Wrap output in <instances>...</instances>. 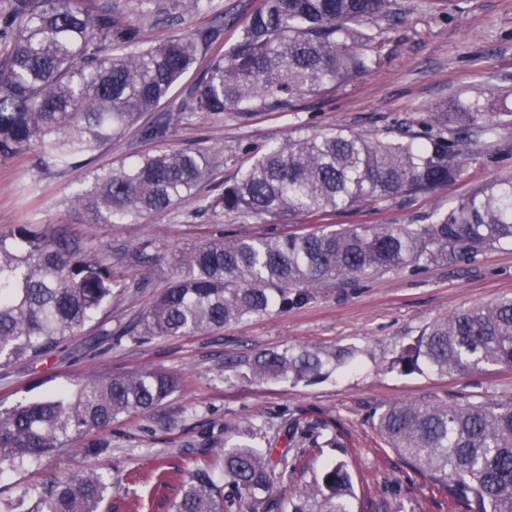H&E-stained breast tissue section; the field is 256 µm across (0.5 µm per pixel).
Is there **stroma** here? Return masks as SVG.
<instances>
[{"label":"stroma","mask_w":512,"mask_h":512,"mask_svg":"<svg viewBox=\"0 0 512 512\" xmlns=\"http://www.w3.org/2000/svg\"><path fill=\"white\" fill-rule=\"evenodd\" d=\"M400 21L382 34L377 62L364 76L335 90L307 96L287 112H265L251 123L196 115L172 127L167 149L209 150L215 157L200 195L222 192L256 150L339 126L370 137L391 135L398 120H421L426 107L455 94L488 100L494 112L512 110V0H397ZM138 130L102 147L90 162L45 174L29 160L0 161V234L20 224L65 225L70 234L111 263L117 279L137 275L126 258L148 242L157 262L148 267L153 286L133 294L115 291L82 335L64 341L55 356L26 364H0V409L74 391L90 378L161 370L178 389L156 408L120 419L89 441L107 440L102 453L68 449L22 468H0V502L58 475L108 469V512H168L178 485L160 478L187 466L203 449L224 445V426L256 420L255 441L287 455L297 466L280 482L284 492L312 488L326 465L346 460L356 498L354 512H463L441 487L415 473L376 429V415L389 404L443 399H512V368L485 372L404 375L388 363L434 320L477 303L512 296V247L484 252L468 264H432L418 272L372 276L360 284L315 289L304 304L223 329L193 336L136 339L120 335L171 285L175 251L207 239L306 233L338 224H416L434 206H448L474 186L512 173V129L470 165L464 179L432 194L399 198L383 207L363 204L349 211L305 214L293 220L238 214L212 216L189 202L148 215L135 224H96L70 209L68 196L83 188L90 172L116 167L132 154L153 150ZM353 347V366L318 383L255 384L229 376L225 363L282 348ZM308 421L317 436L303 446L288 444V419ZM341 434L345 445L329 444Z\"/></svg>","instance_id":"35a3bbf8"}]
</instances>
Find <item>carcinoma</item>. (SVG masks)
<instances>
[{"mask_svg": "<svg viewBox=\"0 0 512 512\" xmlns=\"http://www.w3.org/2000/svg\"><path fill=\"white\" fill-rule=\"evenodd\" d=\"M4 0L0 3V160L33 155L42 171L63 172L137 127L162 142L171 126L201 113L241 123L262 112L368 73L396 0H260L225 49L209 53L224 26L146 44L119 0ZM146 14L172 25L211 0H146ZM189 102L149 123L176 83L203 57ZM418 129L369 139L347 128L253 151L224 190L201 201L215 214L293 219L360 203L430 194L464 178L483 147L512 127V112L492 119L479 99L442 101ZM213 157L200 150L138 153L97 169L71 207L97 224L136 222L195 198ZM512 245V175L478 185L421 224H351L305 235L224 239L219 234L172 255L177 278L118 332L145 339L188 336L303 303L311 288L429 264L470 262ZM112 265L63 227L47 234L20 224L0 235V360L24 364L53 356L112 299ZM351 348L260 352L246 367L257 382L326 378L351 364ZM512 367V297L456 310L402 347L390 369L404 374L474 373ZM178 387L156 370L92 379L79 389L0 410V466L35 463L116 419L158 406ZM388 447L466 505L468 512H512V399L497 402H399L377 416ZM254 423L224 425L221 449L189 462L172 512H352L348 464L324 468L316 489L284 497L274 490L296 463L254 445ZM231 494L224 495V488ZM108 477L91 470L55 477L0 505V512H101Z\"/></svg>", "mask_w": 512, "mask_h": 512, "instance_id": "carcinoma-1", "label": "carcinoma"}]
</instances>
